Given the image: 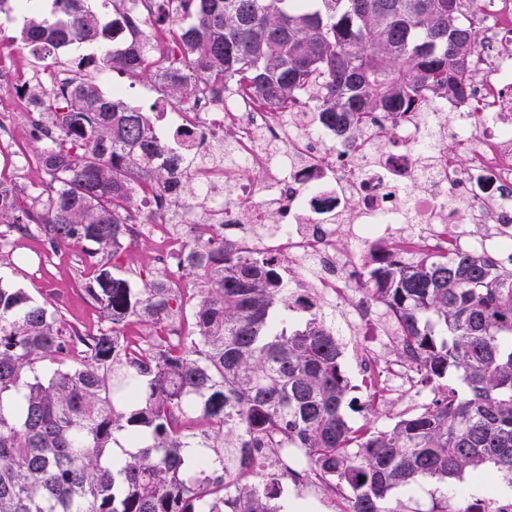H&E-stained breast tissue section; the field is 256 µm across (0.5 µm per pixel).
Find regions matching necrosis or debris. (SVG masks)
I'll return each mask as SVG.
<instances>
[{"label": "necrosis or debris", "mask_w": 512, "mask_h": 512, "mask_svg": "<svg viewBox=\"0 0 512 512\" xmlns=\"http://www.w3.org/2000/svg\"><path fill=\"white\" fill-rule=\"evenodd\" d=\"M471 89L463 103L431 98L407 114H375L349 141L313 113H294L287 122L231 91L177 114L187 141L230 142L258 175L236 187L232 171L207 164L195 177L212 197L213 217L237 225L231 242L238 257L277 262L293 309L335 306L346 335L361 339L364 377L388 394L414 373L410 364L383 359L384 340L363 338L375 321L368 269L397 241L405 251L432 253L512 244V228L502 223L512 216V55L478 50ZM450 134L467 153L466 166L448 156ZM275 149L284 161L272 158ZM348 197L360 198L357 212L344 208ZM145 206L149 231L163 243L153 261L171 270L200 226L191 217L181 233L171 232L167 211L151 200ZM271 208L279 223H266ZM452 224L465 227L453 239Z\"/></svg>", "instance_id": "1"}]
</instances>
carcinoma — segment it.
<instances>
[{
	"mask_svg": "<svg viewBox=\"0 0 512 512\" xmlns=\"http://www.w3.org/2000/svg\"><path fill=\"white\" fill-rule=\"evenodd\" d=\"M25 0L20 41L48 67L78 41L112 39L91 0H54L50 16ZM478 0H153L180 64L157 68L127 22L130 42L93 66L162 80L183 108L233 89L273 112L300 100L345 137L376 112H407L430 95L466 100L480 33ZM57 134L37 167L42 191L0 181V260L15 234L52 252H81L82 287L105 326L64 327L47 303L0 282V512H280L281 481L255 454L299 453L320 480L344 489L341 512H402L391 492L491 465L512 484V253L393 248L368 271L371 300L396 329L397 360L418 376L419 411L389 427L349 425L344 347L334 308L290 330L279 270L224 247V225L187 241L179 279L150 271L134 284L124 254L144 233L138 199L183 197L186 170L206 161L160 141L149 116L103 95L86 75L26 91ZM163 333L130 345L124 329ZM466 385L462 396L448 374ZM137 452L112 462L115 434ZM209 460L202 470L199 461Z\"/></svg>",
	"mask_w": 512,
	"mask_h": 512,
	"instance_id": "obj_1",
	"label": "carcinoma"
}]
</instances>
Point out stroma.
I'll use <instances>...</instances> for the list:
<instances>
[{
  "instance_id": "1",
  "label": "stroma",
  "mask_w": 512,
  "mask_h": 512,
  "mask_svg": "<svg viewBox=\"0 0 512 512\" xmlns=\"http://www.w3.org/2000/svg\"><path fill=\"white\" fill-rule=\"evenodd\" d=\"M23 25L21 18L0 13V58L17 62L30 71L39 70L40 64L31 55L28 48L16 39ZM100 88L111 84L123 85L126 89L125 100L133 106L150 113L154 125H163L164 120L154 115V100L164 99L166 91L161 81L155 78L137 77L109 69L96 72ZM19 98L17 86L0 81V103L14 105L15 111L9 122L10 127L22 130L28 122L26 108L17 107ZM39 148L31 136L25 135L14 146L12 152L0 154V179H20L22 186H30L37 181L38 173L34 160ZM12 251L18 258L17 265L0 264V281L24 289L32 298L47 302L50 309L58 310L65 322L80 325L88 329L103 326L104 319L93 302L83 291L77 272L81 266L80 252L70 249L61 253L45 252L40 242L31 237L13 238ZM353 341H346L343 366L352 386L351 394L358 402L353 407L345 408L347 421L352 426L365 422H374L377 426H390L395 416L411 412L416 401L411 391L393 394L381 413L375 414L363 408L367 389L354 361ZM324 489L319 482H293L283 484L279 499L281 507H294L296 512H332L324 504ZM508 499L512 497V486L506 484L492 469L484 470L481 477L465 476L463 481L442 484L431 478L419 479L415 484L399 487L392 491L391 497L398 501L403 512H429L435 499L444 497L449 507H465L475 499L489 497Z\"/></svg>"
}]
</instances>
